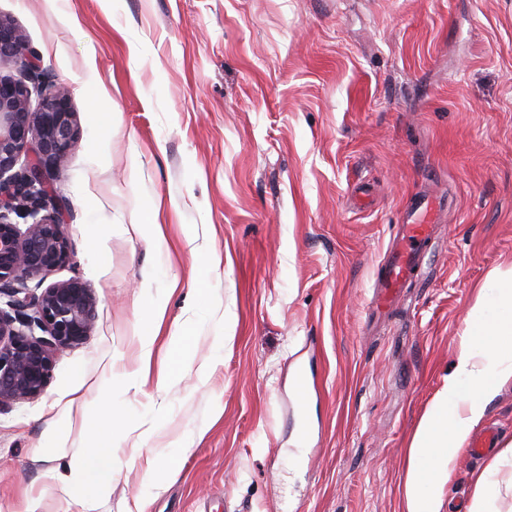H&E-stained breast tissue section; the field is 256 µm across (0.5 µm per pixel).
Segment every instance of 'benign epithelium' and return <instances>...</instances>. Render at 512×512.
Listing matches in <instances>:
<instances>
[{
    "label": "benign epithelium",
    "mask_w": 512,
    "mask_h": 512,
    "mask_svg": "<svg viewBox=\"0 0 512 512\" xmlns=\"http://www.w3.org/2000/svg\"><path fill=\"white\" fill-rule=\"evenodd\" d=\"M20 76H0V408L41 396L58 350L84 343L95 326L97 300L78 276L42 287L70 263L72 250L54 182L77 139L69 86L42 81L40 59L21 32L0 18V60ZM40 96L30 108L32 93ZM31 219L26 227L12 216ZM36 279L40 293L30 291ZM40 330L42 335L35 334Z\"/></svg>",
    "instance_id": "1"
}]
</instances>
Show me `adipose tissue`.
I'll use <instances>...</instances> for the list:
<instances>
[{
  "label": "adipose tissue",
  "instance_id": "ef3b65f1",
  "mask_svg": "<svg viewBox=\"0 0 512 512\" xmlns=\"http://www.w3.org/2000/svg\"><path fill=\"white\" fill-rule=\"evenodd\" d=\"M469 335L443 389L418 424L409 444L405 484L406 512H441L442 503L426 492V482H449L456 460L471 433L485 416L489 402L512 382V266L490 272L471 305L466 319ZM192 332L187 324L172 330L167 358L152 369L154 341L140 344L138 369L127 386L141 390L154 381L157 390L167 389L185 372L207 381L216 367L215 357L196 360L191 353ZM49 453L67 459V471L50 468L45 479L53 482L68 504V512H92L96 493L104 490L119 467L111 448L93 445L79 456H70L62 434H55Z\"/></svg>",
  "mask_w": 512,
  "mask_h": 512
}]
</instances>
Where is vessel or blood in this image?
Wrapping results in <instances>:
<instances>
[{"mask_svg":"<svg viewBox=\"0 0 512 512\" xmlns=\"http://www.w3.org/2000/svg\"><path fill=\"white\" fill-rule=\"evenodd\" d=\"M406 223L398 225L387 258L378 264L375 275V307L385 310L395 304L402 288L421 271L420 259L427 241L431 238L436 212L425 196L412 198ZM295 399L293 411L298 418V441L305 444L311 438L306 420L310 400V382L305 370H298L292 382ZM500 433L493 428L484 429L472 441L467 455L470 459H484L498 445Z\"/></svg>","mask_w":512,"mask_h":512,"instance_id":"obj_1","label":"vessel or blood"}]
</instances>
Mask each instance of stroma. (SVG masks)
I'll use <instances>...</instances> for the list:
<instances>
[{"label":"stroma","instance_id":"35a3bbf8","mask_svg":"<svg viewBox=\"0 0 512 512\" xmlns=\"http://www.w3.org/2000/svg\"><path fill=\"white\" fill-rule=\"evenodd\" d=\"M0 17L46 79L83 74L90 43L103 82L71 96L78 139L55 188L74 257L46 278L80 276L97 319L57 351L43 395L0 409V512L30 497L66 512L42 476L62 414L70 452L98 432L121 457L96 512H405L410 439L480 287L512 265V0H0ZM418 193L448 204L426 274L373 313L375 268ZM157 211L160 256L133 230ZM147 266L172 291L158 326ZM184 322L196 357L218 358L210 379L147 384L112 422L144 334L159 352ZM299 366L317 383L306 445L283 411ZM205 419L143 492L139 435L154 448ZM477 470L458 457L442 512L473 502Z\"/></svg>","mask_w":512,"mask_h":512}]
</instances>
